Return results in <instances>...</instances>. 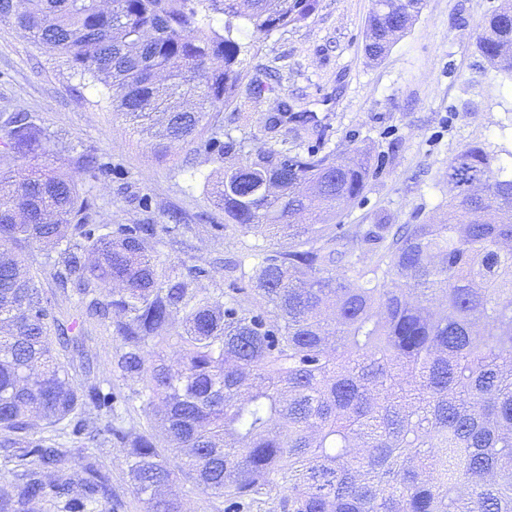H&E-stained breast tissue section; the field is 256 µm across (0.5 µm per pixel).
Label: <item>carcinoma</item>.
<instances>
[{"label": "carcinoma", "instance_id": "1", "mask_svg": "<svg viewBox=\"0 0 512 512\" xmlns=\"http://www.w3.org/2000/svg\"><path fill=\"white\" fill-rule=\"evenodd\" d=\"M423 0H373L369 59L382 57ZM318 0H0V21L102 87L131 129L193 144L224 161L244 141L217 114L233 102L243 43L307 19ZM224 16V31L214 20ZM512 75V0L477 38ZM56 136L26 112L0 124L17 158L47 155ZM95 178L112 162L82 156ZM367 158L269 150L223 167L211 195L240 233L235 265L253 301L203 286L154 254L178 224H98L62 173L0 170V447L19 470L0 483V512H104L105 477H58L62 435L124 444L142 512H183L164 491L176 474L236 502L281 493V512H512V150L471 145L448 162V213L429 224H328L358 198ZM346 249H336L337 241ZM54 257L58 287L78 286L85 312L108 322L112 369L137 384L153 435L125 428L130 398L82 387L61 356L82 352L76 323L52 316L18 250ZM179 348L180 358L166 349ZM94 410L103 427L83 418Z\"/></svg>", "mask_w": 512, "mask_h": 512}]
</instances>
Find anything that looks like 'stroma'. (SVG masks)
<instances>
[{"instance_id": "1", "label": "stroma", "mask_w": 512, "mask_h": 512, "mask_svg": "<svg viewBox=\"0 0 512 512\" xmlns=\"http://www.w3.org/2000/svg\"><path fill=\"white\" fill-rule=\"evenodd\" d=\"M502 0H425L420 16L377 61L365 53L372 0H319L303 22L256 39L242 36L241 77L233 104L219 119L224 131L255 154L369 152L371 175L363 194L338 221L421 224L449 200L450 159L475 143L512 148V78L491 70L475 48L485 18ZM100 92L70 77L61 62L14 25L0 22V115L30 113L57 140L48 156L29 165L50 167L77 184L103 224H180L178 240L159 235L160 259L211 272L205 285L228 291L224 265L236 256L238 235L223 229L224 209L206 184L216 165L194 146L166 149L128 130ZM311 115V122L300 119ZM90 152L111 158L112 171L90 178L79 160ZM54 314L78 321L83 355H70L76 382L90 381L132 394L112 370V332L83 318L77 299L57 288L45 252L22 250ZM122 444L96 451L123 502L118 512H141L121 465ZM185 512H279L276 495L229 505L181 478Z\"/></svg>"}]
</instances>
